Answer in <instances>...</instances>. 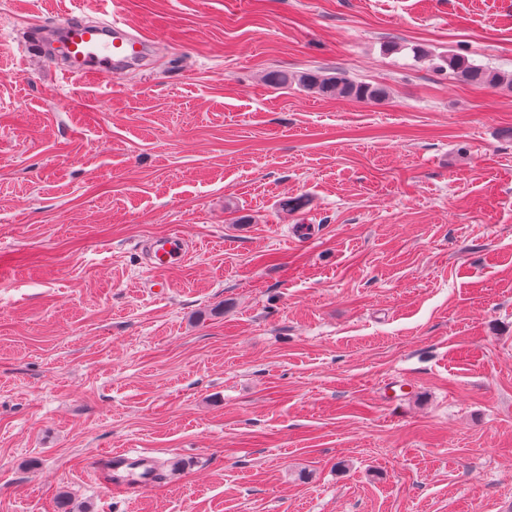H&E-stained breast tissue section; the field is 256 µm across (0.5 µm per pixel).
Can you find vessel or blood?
I'll return each instance as SVG.
<instances>
[{
	"instance_id": "b4317fda",
	"label": "vessel or blood",
	"mask_w": 512,
	"mask_h": 512,
	"mask_svg": "<svg viewBox=\"0 0 512 512\" xmlns=\"http://www.w3.org/2000/svg\"><path fill=\"white\" fill-rule=\"evenodd\" d=\"M55 26L65 37L68 71L74 76L111 80L148 50L145 39L114 18L89 22L83 16L72 15L56 21ZM187 257L185 240L178 234L150 248V265L157 271L176 266ZM98 468L117 494L129 495L155 483L153 466L145 459L130 458L125 450L102 454Z\"/></svg>"
}]
</instances>
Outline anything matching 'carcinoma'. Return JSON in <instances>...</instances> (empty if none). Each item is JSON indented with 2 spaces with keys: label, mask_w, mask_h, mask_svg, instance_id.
Listing matches in <instances>:
<instances>
[{
  "label": "carcinoma",
  "mask_w": 512,
  "mask_h": 512,
  "mask_svg": "<svg viewBox=\"0 0 512 512\" xmlns=\"http://www.w3.org/2000/svg\"><path fill=\"white\" fill-rule=\"evenodd\" d=\"M441 61L440 68L468 84L490 88L505 84L504 76L500 72L479 65L462 54L452 53L441 58ZM266 80L280 87L296 83L306 89H313L326 98L343 97L361 102H379L388 96L386 86L358 82L340 72L333 75L312 72L290 75L283 70H273L267 73Z\"/></svg>",
  "instance_id": "obj_1"
}]
</instances>
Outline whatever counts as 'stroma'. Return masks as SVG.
Returning a JSON list of instances; mask_svg holds the SVG:
<instances>
[{"instance_id":"stroma-1","label":"stroma","mask_w":512,"mask_h":512,"mask_svg":"<svg viewBox=\"0 0 512 512\" xmlns=\"http://www.w3.org/2000/svg\"><path fill=\"white\" fill-rule=\"evenodd\" d=\"M98 8L0 0V512H512V89L437 68L512 75V0H118L143 65L27 53ZM442 65L439 69L448 71L460 81L468 84L495 88L506 84L504 76L495 70L476 64L462 54H448L441 58ZM266 80L280 87L297 83L303 88L314 89L318 95L326 98L343 97L361 102H379L388 96L386 86L358 82L340 72L333 75L312 72L288 75V71L273 70L267 73ZM188 257L184 238L177 234L153 243L150 248V265L156 271L176 266ZM130 454L131 451L122 450L100 455L98 469L115 494L129 495L155 483L153 466L145 459L128 457Z\"/></svg>"}]
</instances>
